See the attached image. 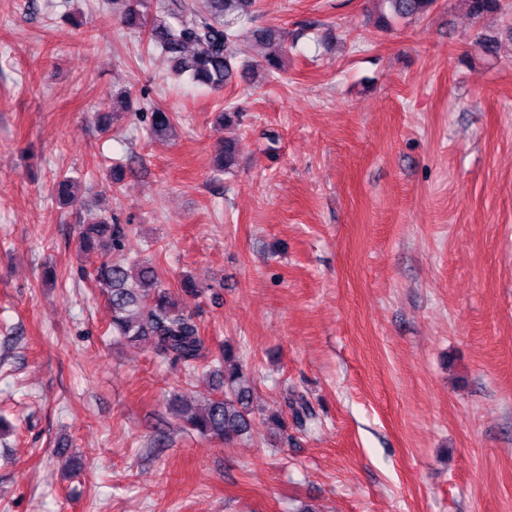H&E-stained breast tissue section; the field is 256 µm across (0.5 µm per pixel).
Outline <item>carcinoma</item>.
Wrapping results in <instances>:
<instances>
[{
	"label": "carcinoma",
	"mask_w": 512,
	"mask_h": 512,
	"mask_svg": "<svg viewBox=\"0 0 512 512\" xmlns=\"http://www.w3.org/2000/svg\"><path fill=\"white\" fill-rule=\"evenodd\" d=\"M389 14L380 17L418 18L429 12L435 0H382ZM123 6L128 29L147 34L148 45L168 57L172 70L196 84L221 90L228 85L250 84L255 68L273 77L284 71L288 49L266 56L258 64L237 61L233 45L238 32L252 21L255 0H197L187 7L178 0L153 4V0H112ZM469 12L480 17L504 9L502 0H466ZM152 132L174 128V117L149 107ZM237 162L235 142L224 140L219 147L216 171ZM129 225L117 218H102L79 235L82 252L100 256L94 280L102 289L112 312V338L130 344L150 341L164 357L191 372L206 357V344L193 316L184 313L172 288L151 259L125 257ZM243 359L234 348L224 346L218 369L212 371L213 394L202 409L191 406L180 394H173L169 406L177 408L183 427L204 437L231 440L245 434L255 414L250 387L243 382ZM296 429L307 428L313 419L308 402L292 391L283 394Z\"/></svg>",
	"instance_id": "obj_1"
}]
</instances>
